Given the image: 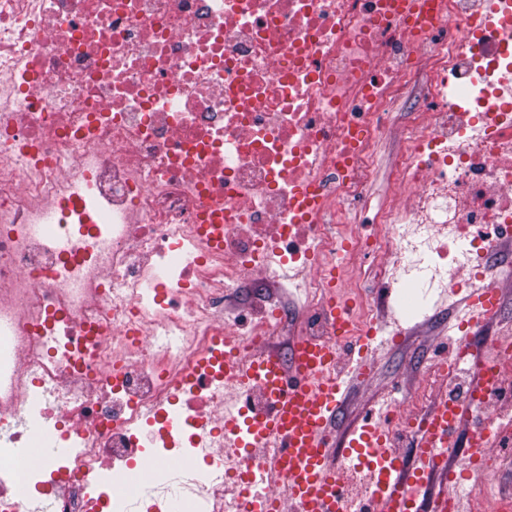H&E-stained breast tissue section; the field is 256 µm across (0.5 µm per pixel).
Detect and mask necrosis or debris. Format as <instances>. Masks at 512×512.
I'll list each match as a JSON object with an SVG mask.
<instances>
[{
    "label": "necrosis or debris",
    "mask_w": 512,
    "mask_h": 512,
    "mask_svg": "<svg viewBox=\"0 0 512 512\" xmlns=\"http://www.w3.org/2000/svg\"><path fill=\"white\" fill-rule=\"evenodd\" d=\"M404 0H0V468L33 435L69 444L26 488L0 478V512H287L267 488L276 438L253 434L280 394L253 358L299 338L336 340L330 274L348 282L351 330L378 336L402 261L430 284L512 274V0L476 25L475 0H434L426 29ZM428 104L409 113L393 180L371 210L380 134L420 65ZM463 89L449 99V87ZM57 231L35 228L46 213ZM290 295L274 305V290ZM495 317L448 318L456 342L429 368L467 375L471 335ZM236 355L235 404L224 359ZM483 388L451 396L486 494L512 439V345L484 354ZM389 438L420 437L421 406L382 400ZM342 512H374L385 459L335 450ZM183 481L139 486L140 464Z\"/></svg>",
    "instance_id": "necrosis-or-debris-1"
}]
</instances>
